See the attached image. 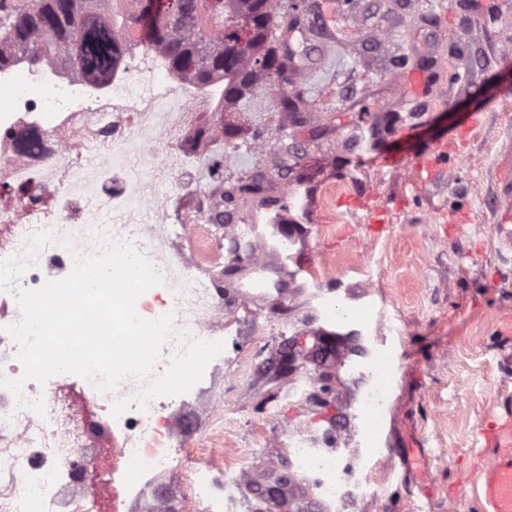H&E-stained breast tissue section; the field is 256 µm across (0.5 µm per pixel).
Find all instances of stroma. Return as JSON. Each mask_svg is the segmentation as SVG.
Returning a JSON list of instances; mask_svg holds the SVG:
<instances>
[{
    "instance_id": "stroma-1",
    "label": "stroma",
    "mask_w": 512,
    "mask_h": 512,
    "mask_svg": "<svg viewBox=\"0 0 512 512\" xmlns=\"http://www.w3.org/2000/svg\"><path fill=\"white\" fill-rule=\"evenodd\" d=\"M306 35L292 45L313 68L288 84L302 94L298 114L254 95L243 112H200L178 146L192 158L166 202L170 223L202 208L204 182L283 185L246 207L212 208L222 225L256 212L281 213L250 238L275 282L251 288L239 244L200 245L194 273L212 277L224 319V360L208 376L211 408L187 436L195 447L224 435V484L208 488L205 512H320L321 472L300 467L292 448L337 445L325 462L342 478L332 512H477L471 462L477 430L512 396V341L500 336L512 316V259L500 249L503 206L492 169L500 140L512 134V0H341L323 15L293 0ZM431 70L422 100L401 92L400 71ZM474 130L454 143L457 130ZM449 143L447 169L408 179L384 155ZM367 196L385 210L388 229L371 234L369 210L343 201ZM325 268L312 280L295 257ZM374 305L381 326L324 316L320 302ZM401 335L405 356L391 391L380 446L359 445L356 418L373 388L367 352L373 336ZM252 449L255 460L241 457ZM257 469L253 484L228 482ZM379 482H361L370 471Z\"/></svg>"
}]
</instances>
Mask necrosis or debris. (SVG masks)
I'll return each mask as SVG.
<instances>
[{"label": "necrosis or debris", "instance_id": "necrosis-or-debris-1", "mask_svg": "<svg viewBox=\"0 0 512 512\" xmlns=\"http://www.w3.org/2000/svg\"><path fill=\"white\" fill-rule=\"evenodd\" d=\"M0 127L16 128L0 142V261L26 263L20 286L37 290L51 272H70L76 255L102 252L109 240L131 244L162 278L136 302L139 315L174 316L175 337L154 367L163 373L183 349L181 336L203 339L222 308L191 273L192 263L163 255L149 224L163 220L170 175L186 166L176 138L194 113L221 112L223 100L172 74L159 54L130 56L105 83L63 74L48 64L0 68ZM129 376L110 391L58 375L51 387L24 382L20 395L0 387V512H168L156 494L159 479L186 484L181 512H200L199 493L220 448L207 457L185 445L191 419L184 396L156 397L112 417L115 401L142 388ZM43 399L46 414L18 408ZM114 448L103 458L102 444ZM140 476L131 489L127 474Z\"/></svg>", "mask_w": 512, "mask_h": 512}]
</instances>
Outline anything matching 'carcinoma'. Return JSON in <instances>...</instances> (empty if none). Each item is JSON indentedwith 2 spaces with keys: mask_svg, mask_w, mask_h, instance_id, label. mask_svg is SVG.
Instances as JSON below:
<instances>
[{
  "mask_svg": "<svg viewBox=\"0 0 512 512\" xmlns=\"http://www.w3.org/2000/svg\"><path fill=\"white\" fill-rule=\"evenodd\" d=\"M218 2V15L205 11L169 27L161 17L170 0H0V67L20 57L31 65L48 59L105 82L126 58L128 31L139 26V43L159 52L172 72L202 89L223 82L225 102L239 107L256 92L277 87L280 111H295V100L282 89L278 54L279 32L292 24L288 2ZM261 191L259 185L234 187L223 192L222 202L235 205Z\"/></svg>",
  "mask_w": 512,
  "mask_h": 512,
  "instance_id": "obj_1",
  "label": "carcinoma"
}]
</instances>
